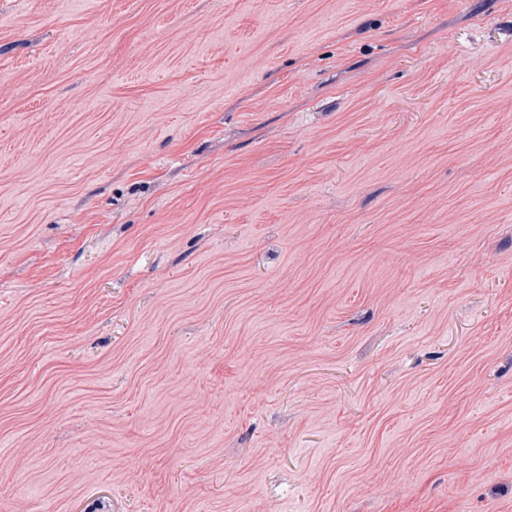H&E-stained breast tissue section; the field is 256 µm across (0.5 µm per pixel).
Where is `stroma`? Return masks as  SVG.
Here are the masks:
<instances>
[{"label": "stroma", "instance_id": "stroma-1", "mask_svg": "<svg viewBox=\"0 0 512 512\" xmlns=\"http://www.w3.org/2000/svg\"><path fill=\"white\" fill-rule=\"evenodd\" d=\"M0 512H512V0H0Z\"/></svg>", "mask_w": 512, "mask_h": 512}]
</instances>
